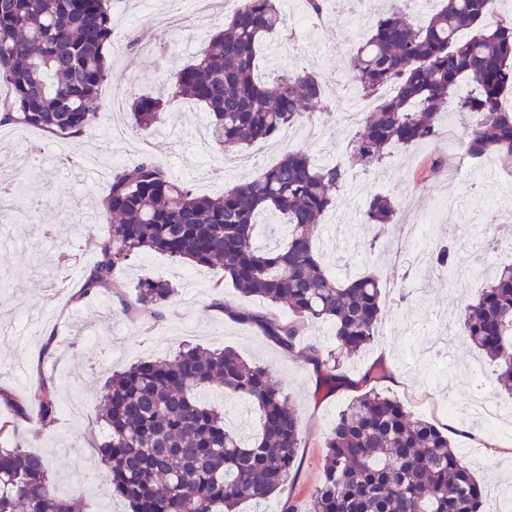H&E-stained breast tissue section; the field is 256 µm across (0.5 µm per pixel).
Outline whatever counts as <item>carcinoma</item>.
<instances>
[{
	"label": "carcinoma",
	"instance_id": "cac0c4a2",
	"mask_svg": "<svg viewBox=\"0 0 512 512\" xmlns=\"http://www.w3.org/2000/svg\"><path fill=\"white\" fill-rule=\"evenodd\" d=\"M472 32L468 39L459 38ZM288 32L279 0H238L224 31L209 38L172 85L131 103L141 129L152 128L175 99L201 104L210 141L241 152L297 125L326 100L321 77L301 66L270 83L255 78L263 38ZM112 33L107 0H0V118L40 129L54 139L96 130L108 105L102 86L112 79L105 55ZM361 92L380 99L352 141L350 162L380 164L386 150L438 135L450 99L473 116L461 145L466 154H495L512 162V20L498 19L494 0H442L416 24L400 0H391L349 59ZM345 170L318 165L304 151H290L269 168L255 170L220 196L200 195L173 173L144 158L116 169L100 197L112 223L95 241L96 260L78 297L119 293L117 272L157 252L180 262L219 266L224 279L267 308L213 306L259 329L291 353L306 325H332L336 351L306 348L304 361L322 383L344 379L339 357L376 342L383 315L372 275L340 280L319 260L315 231L334 207ZM265 225L258 241L257 216ZM397 207L387 196L370 198L367 224H389ZM432 263L448 278L458 270L455 249L441 242ZM127 314L160 318L176 293L169 281L143 277ZM285 305L291 317L278 314ZM458 336L495 367L512 392V264L498 268L475 302L458 318ZM220 388L249 402L259 428L244 437L229 429L224 413L201 395ZM11 417L47 425L56 420V385L39 378L23 401L4 398ZM98 418L109 428L98 447L107 492L131 512H236L279 490L296 466L302 439L296 407L265 367L231 349L187 345L166 358L139 361L108 379ZM321 480L303 507L288 512H488L479 480L446 428L412 415L397 399L371 388L336 418L324 441ZM78 502L60 496L47 460L22 448H0V512H76Z\"/></svg>",
	"mask_w": 512,
	"mask_h": 512
}]
</instances>
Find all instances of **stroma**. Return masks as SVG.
<instances>
[{
	"label": "stroma",
	"instance_id": "1",
	"mask_svg": "<svg viewBox=\"0 0 512 512\" xmlns=\"http://www.w3.org/2000/svg\"><path fill=\"white\" fill-rule=\"evenodd\" d=\"M224 24L221 17L188 20L168 49L162 69L153 53L140 48L112 58V80L103 85L102 96L119 104L117 117L125 127L121 143L97 131L88 133L70 139L68 165L47 163L36 168L30 147L43 143L46 133L31 128L26 139L19 141L0 135V174L23 177L20 196L0 201L11 216V245L0 249V279L8 281L7 287L0 288V391L23 398L31 381L42 373L55 379L60 407L50 426L20 422L16 430L0 437V447L19 446L44 456L59 494L80 499L84 512H130L124 500L104 492L94 450L106 437L104 425L95 417L105 381L130 364L165 357L185 344L211 350L228 347L268 368L298 411L302 446L295 471L264 505L240 507V512H287L289 504L304 503L318 486L322 443L339 410L362 393V378L369 368L382 364L397 372L400 380L390 384L379 378L374 388L395 397L407 410L439 398L452 404L453 414L428 410L422 417L439 424L457 423V431L450 434L455 447L470 449L480 479L497 491L496 506L512 512V442L484 448L480 440L485 422L468 409L474 394L471 370L480 369L491 382L493 367L458 339L449 356L424 354V339L414 333L415 323L426 316L434 323V335H447V327L438 322L439 311L461 309L479 290L442 284L429 268L410 279L404 268L391 262L393 241L419 220L422 210L449 196L454 204L429 225V241L452 240L459 248L461 264L492 269L495 261L487 251L492 228L512 225V207L497 205L504 189L512 186V166H504L495 156L470 158L460 148L448 153L444 140L449 129L459 124L451 106L442 113L436 138L392 147L381 164L367 170L348 165L347 144L356 126L315 111L295 126L290 141L253 145L240 159L228 162L225 170L200 174L196 134L204 114L201 105L177 100L162 121L145 133L133 129L129 105L136 97L171 82ZM355 46L349 29L329 20L320 26L319 41L306 56L331 85L346 75ZM289 149L304 150L323 164L348 166L344 190L356 196L360 210L376 194L400 204L392 224L371 228L353 214L335 224L323 221L317 229L320 257L332 274L378 278L382 323L387 328L369 349L343 359L345 381L336 389L320 385L300 350L283 353L258 329L213 307L212 286L223 279L221 270L179 264L155 252L123 267L119 277L126 285L153 276L177 286L164 319L157 322L125 315L116 296L78 298L84 273L95 258L93 240L100 231L99 225L73 221L77 209H97L101 196L100 188L86 174L87 164L109 174L117 167L116 156L135 161L148 155L197 193L215 196L229 185L247 181L256 166L275 165ZM28 198L43 204L40 223H31L24 210L22 202Z\"/></svg>",
	"mask_w": 512,
	"mask_h": 512
}]
</instances>
